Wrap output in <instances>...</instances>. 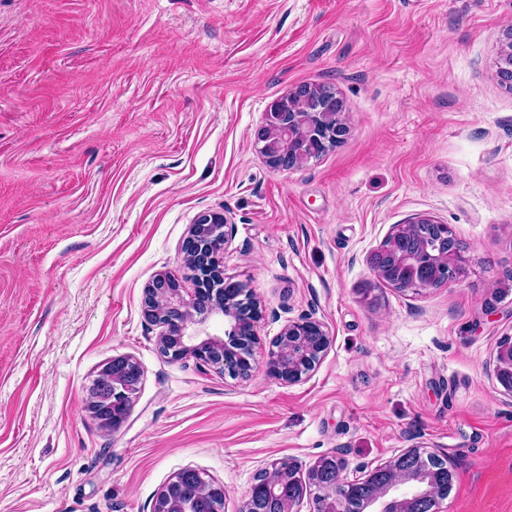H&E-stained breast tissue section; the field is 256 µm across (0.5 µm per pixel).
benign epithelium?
Segmentation results:
<instances>
[{"label":"benign epithelium","instance_id":"benign-epithelium-1","mask_svg":"<svg viewBox=\"0 0 512 512\" xmlns=\"http://www.w3.org/2000/svg\"><path fill=\"white\" fill-rule=\"evenodd\" d=\"M495 75L500 84L512 87V26L503 33ZM319 86L304 84L291 89L288 95L275 102L264 114L262 125L254 134L255 143L266 162L274 169L287 171L299 167L319 156L328 148L342 143L349 128L340 119L344 102L332 95L328 105L321 103L315 91ZM420 224L426 232L439 238L443 245L441 269L432 277L418 275L415 290L449 286L460 281L458 268L463 266V247L447 224L430 216L409 220ZM396 226L387 242L372 250L366 263L380 280L386 270L400 260L410 258V242L400 236ZM233 225L224 214L203 212L184 239L182 252L186 265L201 282L202 273L224 280V293L210 297L204 289L195 286L183 296L174 276H157L144 292L142 315L145 321L161 328L159 350L168 360L177 362L192 358L204 368H212L233 378L247 379L256 369L255 345L260 343L256 323L262 319L260 302L244 284L224 277V249L232 238ZM224 316V335L199 338L197 327L207 323L214 315ZM329 345L324 325L311 316H302L288 322L271 341L268 352V372L284 383H295L313 371L322 353ZM136 362L129 357L112 359L105 365L111 371L113 397L133 399L124 376ZM494 372L501 383L512 381V337L503 342L495 359ZM389 475L387 482L378 486L372 499L371 512H421L419 501L427 489L424 474L397 475L398 459L368 471L364 477L341 483H363L378 471Z\"/></svg>","mask_w":512,"mask_h":512}]
</instances>
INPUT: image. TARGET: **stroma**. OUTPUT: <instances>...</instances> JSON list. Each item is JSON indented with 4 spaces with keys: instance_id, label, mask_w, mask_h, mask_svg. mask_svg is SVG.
Masks as SVG:
<instances>
[{
    "instance_id": "obj_1",
    "label": "stroma",
    "mask_w": 512,
    "mask_h": 512,
    "mask_svg": "<svg viewBox=\"0 0 512 512\" xmlns=\"http://www.w3.org/2000/svg\"><path fill=\"white\" fill-rule=\"evenodd\" d=\"M510 24L512 0H0V512H152L186 468L240 512L272 461L352 479L414 446L455 470L437 512H512ZM300 84L349 134L277 171L254 131ZM207 211L264 312L247 379L169 361L142 316L156 275L192 288ZM421 215L467 273L401 292L366 257ZM304 315L330 344L286 384L267 352ZM122 356L142 377L112 429L86 398ZM503 39L501 40L495 75L500 84L505 87H512V26L507 27L503 31ZM494 372L500 383H508L512 380V337L503 342L495 359Z\"/></svg>"
}]
</instances>
